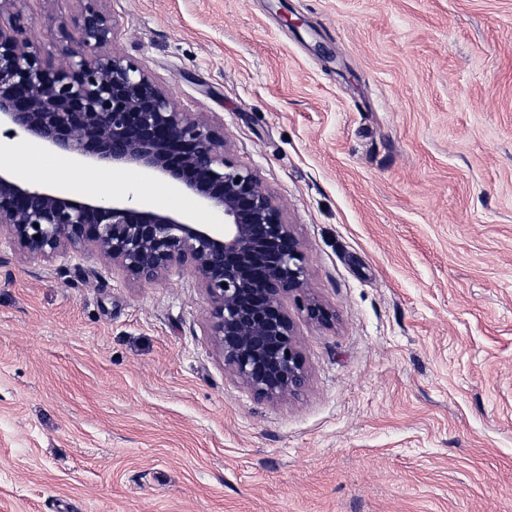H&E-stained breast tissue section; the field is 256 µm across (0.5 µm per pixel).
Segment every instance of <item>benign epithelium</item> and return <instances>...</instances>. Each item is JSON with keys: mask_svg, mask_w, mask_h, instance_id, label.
Here are the masks:
<instances>
[{"mask_svg": "<svg viewBox=\"0 0 512 512\" xmlns=\"http://www.w3.org/2000/svg\"><path fill=\"white\" fill-rule=\"evenodd\" d=\"M17 2L0 0V126L93 166L153 172L224 223L191 224L129 199H79L24 184L0 165V233L43 258L91 246L144 282L174 262L192 264L224 370L268 401L299 391L305 363L286 300L297 299L315 323L329 324L335 314L305 294L301 243L257 174L227 156L219 128L178 110L152 77L112 49V20L99 0H80L61 68L29 40Z\"/></svg>", "mask_w": 512, "mask_h": 512, "instance_id": "obj_1", "label": "benign epithelium"}]
</instances>
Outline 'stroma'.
I'll list each match as a JSON object with an SVG mask.
<instances>
[{
	"label": "stroma",
	"instance_id": "stroma-1",
	"mask_svg": "<svg viewBox=\"0 0 512 512\" xmlns=\"http://www.w3.org/2000/svg\"><path fill=\"white\" fill-rule=\"evenodd\" d=\"M53 66L77 0H21ZM302 243L308 382L224 370L192 265L0 237V512H512V0H105ZM298 20L290 27L288 19Z\"/></svg>",
	"mask_w": 512,
	"mask_h": 512
}]
</instances>
